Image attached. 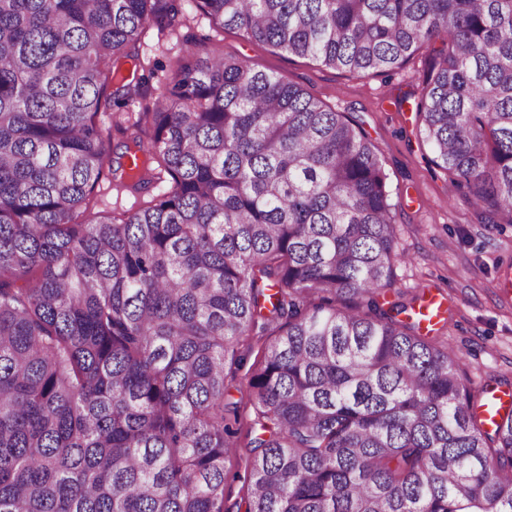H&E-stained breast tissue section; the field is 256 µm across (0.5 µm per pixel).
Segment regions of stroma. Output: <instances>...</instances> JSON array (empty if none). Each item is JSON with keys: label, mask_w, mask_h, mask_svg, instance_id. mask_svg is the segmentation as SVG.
I'll use <instances>...</instances> for the list:
<instances>
[{"label": "stroma", "mask_w": 512, "mask_h": 512, "mask_svg": "<svg viewBox=\"0 0 512 512\" xmlns=\"http://www.w3.org/2000/svg\"><path fill=\"white\" fill-rule=\"evenodd\" d=\"M175 6V34L160 40L151 29L142 40L140 50L150 65L129 110L153 104L169 82L178 54L194 41L204 51L246 59L348 113L377 147L396 205L398 249L406 259L395 266V289L386 301L439 297L447 318L442 332L449 345L463 352L470 380L488 384L496 394H512V294L499 286L504 271L512 269V224L489 223L487 214L456 193L447 173L432 162L413 110L428 64L426 52L388 74H349L233 30L215 31L207 19L192 18L187 0H175ZM262 344L257 336L246 339L241 360L225 381L224 400L236 404L245 422L253 416L249 369Z\"/></svg>", "instance_id": "obj_1"}]
</instances>
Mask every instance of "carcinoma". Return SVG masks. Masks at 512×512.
Masks as SVG:
<instances>
[{
    "instance_id": "carcinoma-1",
    "label": "carcinoma",
    "mask_w": 512,
    "mask_h": 512,
    "mask_svg": "<svg viewBox=\"0 0 512 512\" xmlns=\"http://www.w3.org/2000/svg\"><path fill=\"white\" fill-rule=\"evenodd\" d=\"M351 74L431 61L415 112L452 187L512 224V0H192ZM169 0H0V512H512V410L386 309L396 205L362 127L220 54L139 95ZM160 191L94 211L101 183ZM254 417L224 407L243 337ZM239 442L240 446H242L239 448V453L226 463L227 476L224 489V512H244L248 452L246 448H243L247 441L241 438Z\"/></svg>"
}]
</instances>
